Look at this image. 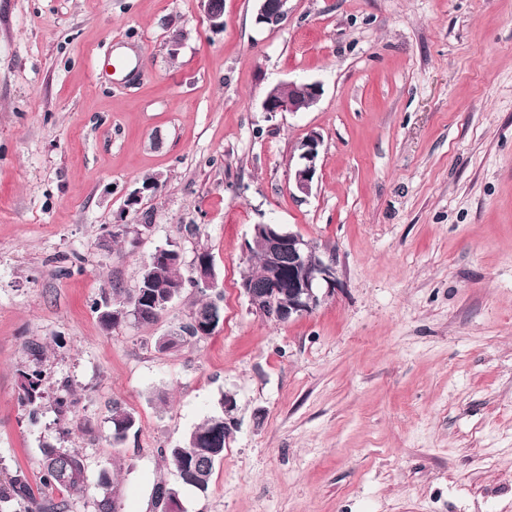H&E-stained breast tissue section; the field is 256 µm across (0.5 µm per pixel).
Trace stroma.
<instances>
[{
  "instance_id": "stroma-1",
  "label": "stroma",
  "mask_w": 512,
  "mask_h": 512,
  "mask_svg": "<svg viewBox=\"0 0 512 512\" xmlns=\"http://www.w3.org/2000/svg\"><path fill=\"white\" fill-rule=\"evenodd\" d=\"M258 7L224 0L215 28L204 0H0V484H38L46 448H70L87 483L50 490L64 512H97L104 475L118 512H157L168 448L229 395L224 459L185 512H512V0H288L275 27ZM288 80L320 82L317 105L264 112ZM151 176L157 196L126 206ZM270 223L336 257L334 295L285 324L240 290ZM115 224L143 231L105 244ZM167 244L186 276L210 252L217 331L161 348L192 288L104 330L94 302ZM116 403L137 420L119 444ZM322 139L317 132H310L299 145L298 160L292 172L295 190L304 196L309 195L316 174ZM19 400L22 406L28 409V414L32 419H35L40 411V403L42 393L44 392L43 386V373L41 370H31L29 372L21 373ZM63 393L56 397L54 405L59 422L66 432L70 431V425L76 412L77 399L70 392L67 384L62 386Z\"/></svg>"
}]
</instances>
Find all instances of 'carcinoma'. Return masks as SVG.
<instances>
[{
  "mask_svg": "<svg viewBox=\"0 0 512 512\" xmlns=\"http://www.w3.org/2000/svg\"><path fill=\"white\" fill-rule=\"evenodd\" d=\"M253 258L256 263L246 271V275L253 287L261 288L266 281V262L258 252L253 254ZM181 265L182 262L173 259L150 266L146 271V277L150 279L149 292L161 297L171 293L180 297L187 288L195 287L191 278H186L181 273ZM197 291L206 296V299L193 304L190 313L209 317L217 322L221 321V297L212 299L208 297V290L201 287L197 288ZM127 304L137 305L136 322L152 324L157 321L156 308L145 298V295L141 294V289L135 288L114 300L103 296L101 300L94 303L101 325L106 329L114 327L113 309ZM200 340L201 337L184 328L181 335L169 337L161 343V347L175 348ZM43 380L42 371L37 369L21 373L19 400L22 406L28 409V414L33 419L40 411L44 390ZM54 405L59 422L64 430H69L76 412L77 399L68 386H62V394L56 397ZM131 421L130 413L118 404H113L111 417L113 442L118 443L126 438V431ZM222 449H224V432L214 430L211 416L195 427L179 446L169 449L170 460L178 474L177 489L190 487L201 492L206 491L213 476V455ZM86 481L85 463L78 452L64 448L47 449L44 485L59 491L71 492L83 489ZM22 504L27 505V512H63L64 509L63 503L36 495L26 476L20 473L10 478L7 483L0 485V509Z\"/></svg>",
  "mask_w": 512,
  "mask_h": 512,
  "instance_id": "obj_1",
  "label": "carcinoma"
}]
</instances>
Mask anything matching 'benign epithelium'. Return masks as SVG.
Wrapping results in <instances>:
<instances>
[{
    "label": "benign epithelium",
    "instance_id": "7a95c632",
    "mask_svg": "<svg viewBox=\"0 0 512 512\" xmlns=\"http://www.w3.org/2000/svg\"><path fill=\"white\" fill-rule=\"evenodd\" d=\"M287 0L272 4L259 0L255 21L258 24L276 26L286 16ZM322 95V86L315 81H282L268 90L263 100V110L269 114L299 112L300 97H305L312 107ZM322 139L312 131L299 145L298 160L292 172L295 190L307 196L310 194L316 174ZM160 181L145 184L133 190L127 197V206L140 204L144 198L158 193ZM257 246L266 255L270 266L268 288H252L241 282V292L247 298L253 313L265 320L278 324L288 323L300 316L313 312L336 291V258L322 253L311 241L280 224H256L252 243L246 250ZM288 261H283V258ZM193 281L208 290L215 288V273L212 261L200 255L193 262Z\"/></svg>",
    "mask_w": 512,
    "mask_h": 512
}]
</instances>
